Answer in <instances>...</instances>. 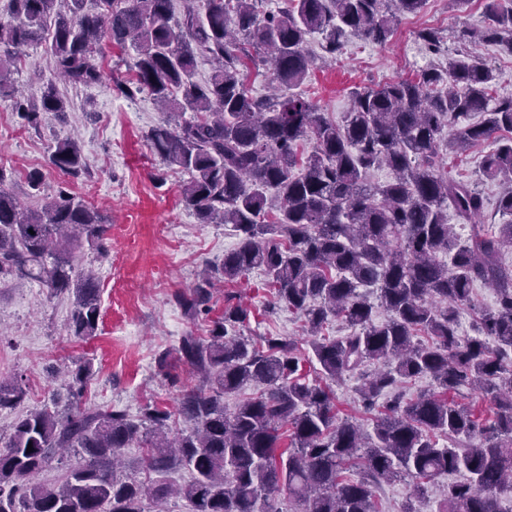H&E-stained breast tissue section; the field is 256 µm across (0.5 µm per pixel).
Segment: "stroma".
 Returning <instances> with one entry per match:
<instances>
[{
    "label": "stroma",
    "mask_w": 512,
    "mask_h": 512,
    "mask_svg": "<svg viewBox=\"0 0 512 512\" xmlns=\"http://www.w3.org/2000/svg\"><path fill=\"white\" fill-rule=\"evenodd\" d=\"M483 10L482 0H427L421 12L400 18L387 45L353 38L335 58L322 52L319 37H312L314 64L300 90L330 118L340 120L353 87L413 78L423 69L447 63L460 49L456 28L481 26ZM425 27L442 33L441 54L430 53L417 40V31ZM135 56L133 48L103 45L98 55L103 78L98 84L61 85L44 42L25 49L9 92L0 96V168L8 175L7 190L24 206L36 208L63 183L111 221L107 255L87 247L76 260L78 267L96 270L100 279L101 316L95 336L71 335L68 296L52 295L29 280H0V377L22 379L27 391L16 408L0 411L2 438L10 435L19 415L66 398L63 369L87 360L94 375L84 406L110 405L133 416L148 403L175 408L179 386L158 373L156 357L177 348L187 333H206V322L187 315L172 295L188 290L206 264L223 259L236 238L230 225L199 223L185 209L182 189L188 174L165 165L151 151L147 135L162 123V110L149 93L129 98L117 88ZM50 82L57 83L67 101L65 118L48 113L39 126L23 124L16 96ZM72 134L89 163L87 174L78 179L62 174L49 161L55 142ZM481 156L477 149L461 156L450 145L440 148L449 171L478 181L492 203L501 187L481 178ZM35 171L43 175L37 191L28 185ZM263 280L256 270L232 286L252 310L245 335L305 341L303 319L285 305H273Z\"/></svg>",
    "instance_id": "obj_1"
}]
</instances>
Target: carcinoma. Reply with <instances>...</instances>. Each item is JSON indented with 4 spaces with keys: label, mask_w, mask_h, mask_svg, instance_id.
Returning <instances> with one entry per match:
<instances>
[{
    "label": "carcinoma",
    "mask_w": 512,
    "mask_h": 512,
    "mask_svg": "<svg viewBox=\"0 0 512 512\" xmlns=\"http://www.w3.org/2000/svg\"><path fill=\"white\" fill-rule=\"evenodd\" d=\"M258 2L203 0L204 13L189 6L176 21L172 0H8L0 94L21 49L48 32L56 72L73 85L101 81L95 50L103 38L132 45L134 75L120 92L146 90L171 110L148 136L152 151L188 173L185 208L203 224L231 225L237 238L189 291L172 295L175 304L192 317L207 314L217 288L259 270L307 324L321 377L309 380L295 341L245 336L251 310L227 292L208 336L189 333L176 349L199 378L179 399L190 433L170 436L172 412L157 404L136 417L81 407L93 375L86 361L68 372L67 407L46 406L13 425L0 448V512H143V499L158 505L172 495L191 512H279L283 489L298 512H381L377 490L398 478L410 485L404 512H422L429 483L443 474L462 479L448 485L442 512H504L501 494L512 492V264L503 260L512 248V97H495L493 68L466 54L413 80L354 89L337 123L297 91L312 64L307 37L322 35L331 56L349 35L383 46L399 17L426 0H285L264 14ZM484 14L480 31H455L457 43L512 54V0H485ZM417 39L442 51L435 29ZM201 54L215 63L204 83L195 79ZM249 62L270 63V83L288 94L252 95L240 79ZM65 111L51 83L18 104L30 125ZM446 139L463 151L492 141L480 171L505 184L494 210L503 222L485 223L477 184L448 173L439 156ZM50 162L73 178L88 172L71 138L56 142ZM380 168L393 178L370 182ZM5 181L0 169V280L29 279L72 296V335H95L98 278L76 272L74 261L86 244L107 254L110 225L63 188L26 209ZM450 210L467 223L466 237L449 223ZM478 283L494 290L493 308H476ZM466 308L476 314L468 337ZM334 321L348 333L325 334ZM351 376L374 413L370 430L336 409L330 383ZM423 377L432 389L407 395L406 385ZM245 387L258 393L227 409L224 399ZM464 389L480 391L489 410L457 402ZM25 394L20 380L0 379V410ZM135 442L145 448L143 469L160 476L150 486L118 474L123 449ZM68 449L75 462L59 482H36ZM182 469L192 480L178 485L170 475Z\"/></svg>",
    "instance_id": "carcinoma-1"
}]
</instances>
